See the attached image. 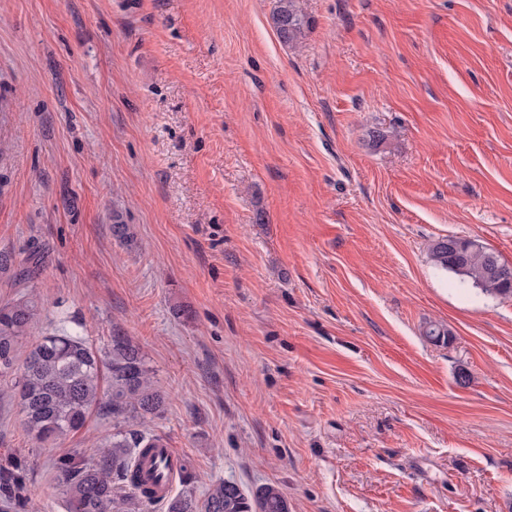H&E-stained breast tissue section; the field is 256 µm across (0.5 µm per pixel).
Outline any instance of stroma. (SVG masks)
I'll return each mask as SVG.
<instances>
[{
    "label": "stroma",
    "instance_id": "obj_1",
    "mask_svg": "<svg viewBox=\"0 0 512 512\" xmlns=\"http://www.w3.org/2000/svg\"><path fill=\"white\" fill-rule=\"evenodd\" d=\"M276 6L0 0V305L138 344L168 397L139 428L197 494L512 512V298L429 252L512 266V0H301L296 45ZM111 433L96 409L36 442L0 393L32 512H66L55 463ZM272 23L281 41L292 45L304 36L308 24L299 0H278ZM455 240L459 245L460 256H454V249L448 247ZM469 239L448 236L435 241L430 247V255L434 264L441 269L449 270L459 276L463 282L479 290L481 293L495 297H512V267L500 262L498 257L481 245V250L467 248ZM496 264L505 275L490 277L486 274L488 265Z\"/></svg>",
    "mask_w": 512,
    "mask_h": 512
}]
</instances>
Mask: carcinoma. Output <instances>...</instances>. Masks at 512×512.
Listing matches in <instances>:
<instances>
[{
  "label": "carcinoma",
  "mask_w": 512,
  "mask_h": 512,
  "mask_svg": "<svg viewBox=\"0 0 512 512\" xmlns=\"http://www.w3.org/2000/svg\"><path fill=\"white\" fill-rule=\"evenodd\" d=\"M278 37L295 44L307 21L299 0H278L272 14ZM463 238H442L430 247L434 264L459 276L481 293L512 297V267ZM495 264L504 274L490 277ZM40 308L21 296L0 307V381L11 383L24 415V427L46 442L77 432L89 412L112 413V437L94 464L72 455L60 460V486L68 512H144L162 505L164 512H289L288 501L272 484L246 495L232 480L213 483L199 497L188 464L179 468L182 489L159 501L141 478L140 459L162 446V437L134 428V422L162 413L166 397L154 387L141 348L119 333L104 349H95L74 329L43 335ZM107 386H102V382ZM30 470L17 454L0 456V512H30Z\"/></svg>",
  "instance_id": "obj_1"
}]
</instances>
